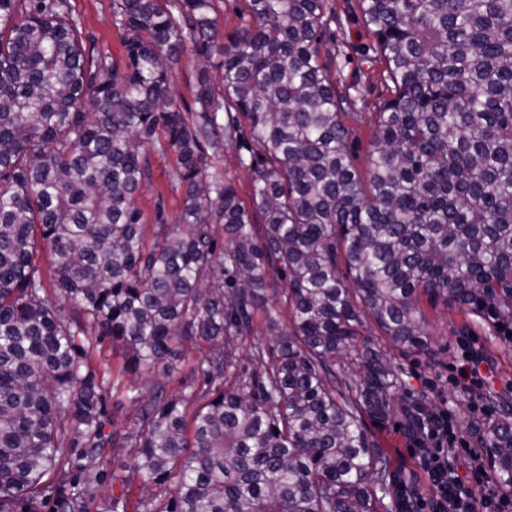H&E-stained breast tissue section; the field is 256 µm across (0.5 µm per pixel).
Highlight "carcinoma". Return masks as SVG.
Wrapping results in <instances>:
<instances>
[{"label": "carcinoma", "instance_id": "cac0c4a2", "mask_svg": "<svg viewBox=\"0 0 512 512\" xmlns=\"http://www.w3.org/2000/svg\"><path fill=\"white\" fill-rule=\"evenodd\" d=\"M66 2L0 0V512H404L374 432L403 381L363 331L432 354L425 296L512 344V0H359L390 89L365 176L327 0H244L227 42L213 0H119L123 72ZM189 44L223 56L224 84L219 101L201 72L191 123L168 90ZM220 142L248 153V203L208 172ZM169 148L183 208L148 239L134 197ZM107 338L129 352L116 369L94 361ZM185 342L206 346L204 388L143 391ZM501 404L473 430L512 494ZM114 448L131 462L110 467ZM172 479L159 505L136 493ZM112 407V415L114 416L115 426L117 428L129 426V419L133 414V409L129 402L121 393V389L112 392V397L109 399Z\"/></svg>", "mask_w": 512, "mask_h": 512}]
</instances>
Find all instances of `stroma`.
<instances>
[{
	"mask_svg": "<svg viewBox=\"0 0 512 512\" xmlns=\"http://www.w3.org/2000/svg\"><path fill=\"white\" fill-rule=\"evenodd\" d=\"M329 12L336 21L331 34L336 39V58L330 77L338 89L347 91L354 105L343 117L349 130L348 146L358 171H366L370 140L374 130V114L387 91L381 78L382 67L374 56V41L367 32L358 9V0H327ZM69 11L77 22L87 47L109 56L117 67H125L124 32L115 23V0H69ZM221 55L210 58L189 51L174 66L170 91L185 116L197 109L194 86L200 70H207L215 89H222ZM154 181L141 189L135 204L147 224L164 219L176 223L182 209L184 188L176 174L175 153L154 161ZM426 328L434 338V353L428 357L391 352L390 359L399 369L404 388L403 401H417L429 408H448L460 414L462 426L486 422L495 414L501 394H512V346L502 345L489 337L487 329L472 323L461 310L437 304L423 305ZM472 342L483 360L490 381L484 391L485 411L470 412V392L453 385L452 379L462 362L463 342ZM400 416L379 431L377 437L392 460L394 482L391 498L395 502L415 501L428 497L427 479L410 455V439L400 426Z\"/></svg>",
	"mask_w": 512,
	"mask_h": 512,
	"instance_id": "1",
	"label": "stroma"
}]
</instances>
